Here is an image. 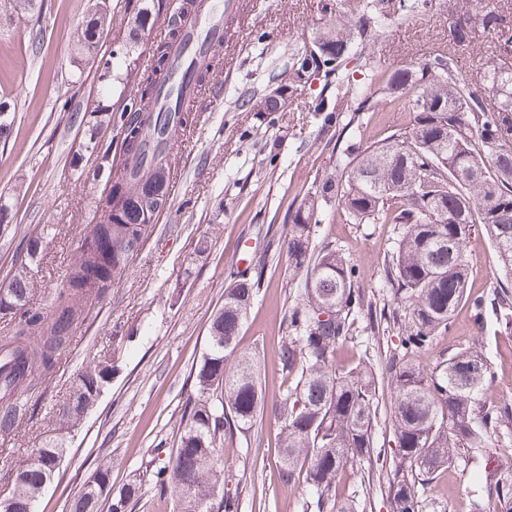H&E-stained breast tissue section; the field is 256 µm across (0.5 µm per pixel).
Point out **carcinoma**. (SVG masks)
<instances>
[{
  "mask_svg": "<svg viewBox=\"0 0 512 512\" xmlns=\"http://www.w3.org/2000/svg\"><path fill=\"white\" fill-rule=\"evenodd\" d=\"M127 28L113 39L133 48L163 4L137 0ZM431 0H358L354 15H336L333 30L319 37L325 51L303 50L288 58L293 84L303 77L323 81L313 111L324 113L323 125L336 127V175L309 188L297 204L288 206L285 237L289 269L304 277L301 298L291 307L278 341L283 376L280 400L271 408L283 421L281 475L287 483L303 476L313 491L314 512H358L347 496L337 499L348 463L367 461L386 471L390 512H419L415 485L434 480L461 456V450L481 448L502 421H512V408L481 410L478 396L494 372L475 347L462 348L424 367L410 355L432 345L448 332L458 307L469 304L480 316L496 312L499 332L512 335V68L502 58L512 56V17L494 0H456L451 41H469L473 29L490 35L497 57L489 59L481 78H459L458 59L450 51L432 54L416 66L379 73L365 49L398 21L421 18ZM102 44L85 24L76 50L88 60ZM357 60L370 72V81L351 88L349 64ZM139 57H128L125 76L112 75V58L103 62L99 79L104 88L124 81L137 70ZM138 98L130 113H90L85 150L97 154L96 168L86 173L112 182V199L98 198L78 254L59 290L51 314L29 303L34 290L32 265L43 243L44 230L32 232L24 259L15 268L4 296L18 306L11 336L0 344V432L10 431L20 407L14 397L27 380L51 373L70 345L75 325L88 306L116 287L137 252L130 241L144 245L152 225L145 223L144 206L160 196L170 200L176 136L195 115L173 110L153 111L162 83L153 76L138 78ZM495 91L493 96L483 89ZM247 112H274L278 103L257 97L252 90L239 96ZM412 112L414 124L393 133L388 142L341 147L346 133L364 112ZM117 121L130 124L131 169L112 167L111 147H103L96 131ZM469 202L465 223H457L460 200ZM336 203L355 224H399L401 232L383 266V278L400 306L387 317L373 311L355 288L356 269L342 252L318 240L324 208ZM489 238L504 281L488 301L468 293L464 244L471 233ZM265 257L252 260L253 275L244 277L230 267L224 306L212 317L208 348L194 368V392L183 404L176 446L162 465L149 472L148 482L158 498L172 501V512H237L239 496L214 483L224 479V449L247 437L263 407L259 355L238 350V336L264 275ZM364 316L373 334L382 323H401L400 348L388 371L394 386L390 417L397 451L376 450L374 427L379 412L378 389L372 367L364 358L336 363V353L353 339V325ZM112 377V357L85 367L63 402L59 418L75 430L95 405ZM68 452L66 435L52 436L15 468L11 490L14 512H35V502ZM498 467L484 469L486 493L497 497L492 512H512V488L497 477ZM140 485L102 491L88 481L71 504L72 512H98L104 495L109 512H130Z\"/></svg>",
  "mask_w": 512,
  "mask_h": 512,
  "instance_id": "cac0c4a2",
  "label": "carcinoma"
}]
</instances>
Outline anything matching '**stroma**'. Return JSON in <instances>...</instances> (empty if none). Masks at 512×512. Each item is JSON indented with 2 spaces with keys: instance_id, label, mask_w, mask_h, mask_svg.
<instances>
[{
  "instance_id": "stroma-1",
  "label": "stroma",
  "mask_w": 512,
  "mask_h": 512,
  "mask_svg": "<svg viewBox=\"0 0 512 512\" xmlns=\"http://www.w3.org/2000/svg\"><path fill=\"white\" fill-rule=\"evenodd\" d=\"M248 2L242 35L224 46L231 68L218 72L220 93H200L194 106L198 122L179 138L168 210L122 283L90 308L52 375L26 390L29 412L16 435L0 439V449L9 450L0 457L2 495L11 487L15 462L51 435L58 406L79 371L119 352L111 384L69 434V454L39 495L36 512H69L73 497L101 466H109L118 489L167 459L182 404L193 391L190 372L205 349L210 320L224 304L225 270L233 263L246 268L259 254L266 257L264 278L238 340L240 348L260 353L265 404L275 403L282 392L277 341L286 313L300 297L301 281L277 239L286 233L289 204L314 179L334 172L336 143L311 110L319 80L299 86L275 112L238 111L234 102L266 85L272 64L286 63L291 53L327 31L336 12L355 4ZM89 7L90 0H41L40 9L30 10L23 21L8 0H0V97L15 108L11 134L0 141V194L14 201L13 221L0 234V286L8 284L27 237L49 228L34 269L37 307L49 304L60 288L102 190L101 183L77 176L95 165L94 155L84 149L89 131L81 117L99 104L112 110L119 105L117 95L102 94L95 64L84 65L80 83L72 81L71 54ZM452 22L448 0H433L420 20L385 30L375 54L390 71L418 64L450 47ZM35 28L43 32L36 45L30 40ZM262 31L272 33L273 41L258 43ZM319 234L355 265V285L367 299L394 307L382 265L398 234L396 225L353 224L331 205ZM203 240L208 249L201 253L197 244ZM465 255L472 294L492 297L499 269L486 235L472 233ZM474 344L494 371L480 405H512V337L500 334L493 313L478 317L470 306L459 307L448 333L414 358L430 366ZM399 345L397 330L376 336L361 318L352 344L337 359L368 354L387 404L393 389L386 366ZM280 429V421L263 413L247 438L225 448L226 486L240 491L238 512H305L306 486L284 483L279 474ZM489 457L500 462L512 483V422L500 424L485 447L466 451L454 468L417 487L422 512H471L472 500L486 496L480 475ZM387 486L363 462L348 476L345 490L355 493L361 512H389Z\"/></svg>"
}]
</instances>
